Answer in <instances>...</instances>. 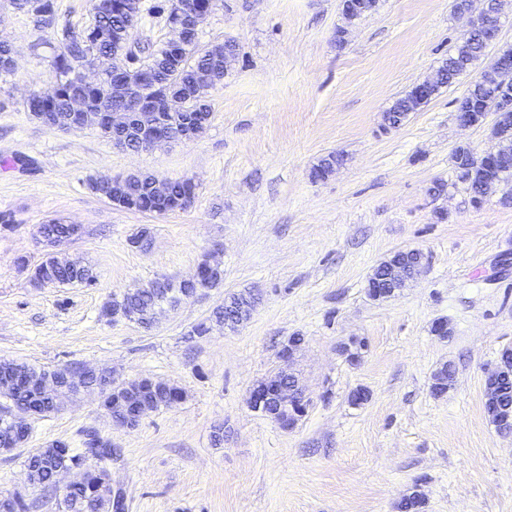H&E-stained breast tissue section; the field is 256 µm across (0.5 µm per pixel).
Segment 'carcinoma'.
Masks as SVG:
<instances>
[{
    "mask_svg": "<svg viewBox=\"0 0 512 512\" xmlns=\"http://www.w3.org/2000/svg\"><path fill=\"white\" fill-rule=\"evenodd\" d=\"M189 0H158L148 11L166 16V21L182 33L180 14L185 11ZM13 7L27 11L36 17L38 25L55 27L58 17L54 0H11ZM93 22L75 33L67 25L61 29L59 46L53 57V66L59 80L50 93L33 92L26 101L28 112L46 123L52 119L64 118L62 124H73L81 129L96 125L106 135H112V113L122 112L132 95L145 92L158 99L157 111L164 117V130L170 136H177L184 125L185 113H210L208 92L224 83V45L201 48L191 39L184 40L180 49H172L171 43L159 48L148 44L139 48L148 62L138 57L122 58L130 29L141 19V0H90ZM480 39H471V46L455 44L448 57L442 61L446 67L447 82L453 84L462 73L479 59ZM94 69L98 78L89 82L84 78V69ZM176 98L184 103L179 112H169L164 100ZM82 103L84 115L70 118L75 111L74 101ZM478 107L474 119H480L485 107L498 104L496 89L487 80L474 81L463 97L456 99L457 110L466 105ZM496 166L484 168L478 162V154L467 147H460L454 153L455 170L459 180L467 186L476 205L481 203L478 195L482 186L495 185L502 181L512 185V138L499 144ZM126 191L133 203L128 209L151 212L159 215L183 210L194 197V185L188 181L159 180L150 173L130 175L126 179ZM42 234L60 237L69 232L70 225L60 218H53L41 225ZM30 280L37 286L46 284L89 285L84 274L64 266L63 259L50 254L31 270ZM191 286L177 284L172 280L162 286L150 283L138 293L123 302L108 301L103 305L102 315L112 319V308L121 304L134 312L135 324L148 330L151 328V311L163 305L174 306L189 292ZM234 310L223 305L213 314L192 326L191 336H205L211 329L210 323L220 325L232 318ZM47 373V369L25 363L1 362L0 387L11 388L10 398L17 402L31 404L39 409L42 416L58 411V402L52 395L38 391L35 379ZM182 398V392L165 382L139 380L124 382L109 388L102 399L107 413L117 412L124 401H147L155 407H168ZM86 447L96 450L100 465L86 472L83 484L64 494L58 508L60 512H111L106 496L111 484L107 462L112 459V449L92 436ZM74 455L64 442H56L46 448L29 453L24 467L32 471L35 483L44 489L51 488L50 481L55 470Z\"/></svg>",
    "mask_w": 512,
    "mask_h": 512,
    "instance_id": "obj_1",
    "label": "carcinoma"
}]
</instances>
